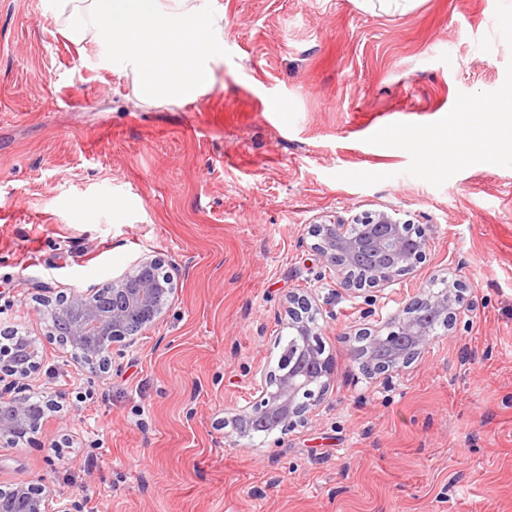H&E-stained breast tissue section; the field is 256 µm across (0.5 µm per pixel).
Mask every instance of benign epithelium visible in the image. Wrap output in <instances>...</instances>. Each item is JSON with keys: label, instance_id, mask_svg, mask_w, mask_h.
<instances>
[{"label": "benign epithelium", "instance_id": "obj_1", "mask_svg": "<svg viewBox=\"0 0 512 512\" xmlns=\"http://www.w3.org/2000/svg\"><path fill=\"white\" fill-rule=\"evenodd\" d=\"M364 223L366 227L355 233L354 225L338 218L313 225L312 236L324 267L318 278L330 275L346 297L362 299L357 308L366 320L375 315L378 293L426 258L429 239L424 229L403 224L386 212L367 217ZM467 290L468 285L458 280L438 293L415 298L388 318L386 333H362L364 343L354 352V359L391 385L393 374L416 361L426 348L432 332L425 319L437 318L451 330L457 316L471 311ZM174 291L173 278L162 272L159 260L143 257L122 277L102 287L76 291L56 301L42 299L46 312L56 317L46 339L83 348L86 357L79 364L98 376L109 371L123 347L136 343L155 325ZM311 309V302L302 296L288 298L287 328L299 338L301 349L255 383L252 397L232 417L239 436L250 435L255 426L267 428L266 438L286 435L305 426L310 413L324 402L331 367ZM37 355L38 342L32 337L20 352L0 348V447L26 442L42 424L45 410L22 396L37 369ZM51 502L52 490L40 483L22 481L0 489V512H81L76 502H59L54 509Z\"/></svg>", "mask_w": 512, "mask_h": 512}]
</instances>
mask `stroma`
I'll use <instances>...</instances> for the list:
<instances>
[{"label": "stroma", "instance_id": "stroma-1", "mask_svg": "<svg viewBox=\"0 0 512 512\" xmlns=\"http://www.w3.org/2000/svg\"><path fill=\"white\" fill-rule=\"evenodd\" d=\"M224 59L181 105L139 102L43 0H0V331L39 338L29 394L59 407L0 447V487L49 484L95 512H512V0H219ZM465 143L428 161L426 133ZM387 212L426 259L375 329L463 280L468 327L438 328L384 385L351 356L363 321L319 279L312 225ZM159 258L175 292L101 377L46 341L37 296ZM316 308L329 390L306 426L227 420L275 369L288 298Z\"/></svg>", "mask_w": 512, "mask_h": 512}]
</instances>
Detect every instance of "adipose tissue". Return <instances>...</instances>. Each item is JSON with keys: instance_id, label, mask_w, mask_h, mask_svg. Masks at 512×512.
Instances as JSON below:
<instances>
[{"instance_id": "adipose-tissue-1", "label": "adipose tissue", "mask_w": 512, "mask_h": 512, "mask_svg": "<svg viewBox=\"0 0 512 512\" xmlns=\"http://www.w3.org/2000/svg\"><path fill=\"white\" fill-rule=\"evenodd\" d=\"M61 32L120 60L147 105L206 94L223 57L224 8L218 0H47Z\"/></svg>"}]
</instances>
